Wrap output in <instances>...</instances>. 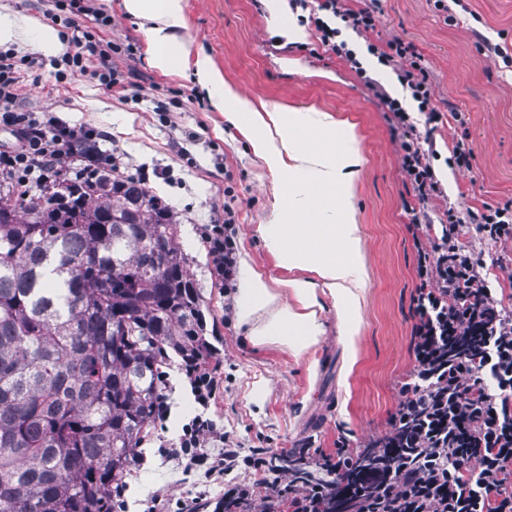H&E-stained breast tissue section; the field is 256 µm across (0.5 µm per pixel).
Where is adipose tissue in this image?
<instances>
[{
    "instance_id": "adipose-tissue-1",
    "label": "adipose tissue",
    "mask_w": 512,
    "mask_h": 512,
    "mask_svg": "<svg viewBox=\"0 0 512 512\" xmlns=\"http://www.w3.org/2000/svg\"><path fill=\"white\" fill-rule=\"evenodd\" d=\"M127 12L149 21L151 63L161 72L194 58L198 82L210 88L215 106L247 134L268 168L283 173L281 208L258 232L279 267L310 271L291 278L283 291L241 262L234 298L237 326L252 347H276L302 357L324 334L322 296H330L345 321V340L354 344L365 288L360 228L346 201L361 161L354 125L313 110L252 104L226 83L204 54H193L177 32L184 25L182 0H125ZM339 221L326 223L328 214Z\"/></svg>"
}]
</instances>
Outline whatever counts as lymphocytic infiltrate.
I'll use <instances>...</instances> for the list:
<instances>
[{"instance_id":"f902f5d3","label":"lymphocytic infiltrate","mask_w":512,"mask_h":512,"mask_svg":"<svg viewBox=\"0 0 512 512\" xmlns=\"http://www.w3.org/2000/svg\"><path fill=\"white\" fill-rule=\"evenodd\" d=\"M322 7L341 25L336 28L314 18L321 45L356 62L355 51L337 37L344 28L359 35L372 30L380 0H365L358 9L346 0H324ZM68 43L63 60L70 72L84 73L97 66L102 84L117 85L119 75L112 66L116 48L111 42L95 31L76 29ZM367 51L395 71L427 122L438 119L440 108L411 44L394 38L368 44ZM34 65V60L0 52V124L13 128L18 139L14 150L0 152V171L23 187L60 165L64 146L93 137L89 131L75 134L51 118L40 121L12 111L21 71ZM368 87L395 123L402 168L415 192L412 221L420 223L428 219L430 204L443 195L431 164L435 151L426 147L398 99L376 82ZM447 216L454 225H477L491 239L512 237V201L462 212L451 207ZM233 221V212L225 211L223 224L204 232L216 271L227 280L236 266V253L224 227ZM417 276L423 286L414 300L411 380L400 388L391 421L393 440L388 447L375 449L376 461L365 467L359 483L350 490L345 487V474L361 451L344 447L329 454L317 448L298 449L303 471L320 469L323 478H307L303 471L286 482L270 477L273 450L256 448L242 455L237 441L221 432L205 412L219 390L217 374L189 362L185 372L203 412L185 427L178 443L166 449V456L183 462L185 469L199 466L213 476L243 464L256 479L225 483L223 495L214 501L203 494L185 498L181 512H253L258 503L264 512H512V314L499 310L471 255L449 249L447 243L423 251ZM432 278L438 287H427ZM477 334L484 341L482 353H449L450 342ZM215 441L223 449L214 454L208 447Z\"/></svg>"}]
</instances>
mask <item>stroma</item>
Masks as SVG:
<instances>
[{"label": "stroma", "mask_w": 512, "mask_h": 512, "mask_svg": "<svg viewBox=\"0 0 512 512\" xmlns=\"http://www.w3.org/2000/svg\"><path fill=\"white\" fill-rule=\"evenodd\" d=\"M96 2L112 18L100 35L120 48L112 65L123 86L108 90L97 77L81 73L59 79L61 53L44 51L35 33L39 26L63 28L45 0H0V14L35 25L21 39L1 42L0 51L37 61L21 77L24 110L77 131L98 130L100 148L119 173L138 179L168 206L179 226L177 247L200 288L205 337L216 350L211 365L221 392L209 416L241 448H271L281 457L304 446L330 453L341 441L368 447L389 432L399 388L414 364L418 245L440 241L447 203L478 208L512 200V62L487 55L476 44L480 35L512 42V0H453L447 15L433 0H382L374 30L347 35L360 49L393 38L412 44L442 109L467 117L459 126L445 115L432 133L433 165L445 195L433 202L429 224L413 223L407 211L414 197L387 112L350 63L322 48L313 25H306L305 39L295 38L291 26L298 14L287 0H183L179 39L209 56L243 98L325 112L354 125L359 136L362 164L353 177L350 205L360 226L367 284L357 351L349 353L329 305L325 336L304 359L242 340L230 290L217 275L202 234L207 225L225 224L224 210L232 208L235 221L225 226L237 254L271 279L288 278L258 233L280 199V175L270 172L247 136L225 120L211 91L197 82L193 65L171 73L151 65L147 23L128 14L124 0ZM288 58L298 59L301 70L286 68ZM460 139L473 147L468 170L448 164ZM457 242L478 259V273L498 304L512 311V239L480 238L473 225L464 224ZM165 371L169 413L154 421L135 451L139 462L124 478V512H150L155 496L173 504L224 491L223 481L206 477L204 469L183 471L163 453L202 411L180 355L171 354ZM260 378L266 388L257 399L253 384Z\"/></svg>", "instance_id": "obj_1"}]
</instances>
